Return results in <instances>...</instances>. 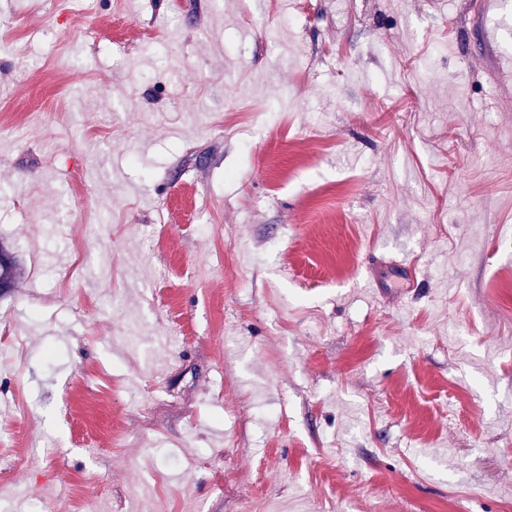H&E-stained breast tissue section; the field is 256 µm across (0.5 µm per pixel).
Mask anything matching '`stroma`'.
<instances>
[{
    "label": "stroma",
    "instance_id": "stroma-1",
    "mask_svg": "<svg viewBox=\"0 0 512 512\" xmlns=\"http://www.w3.org/2000/svg\"><path fill=\"white\" fill-rule=\"evenodd\" d=\"M477 2L0 0V512H512Z\"/></svg>",
    "mask_w": 512,
    "mask_h": 512
}]
</instances>
